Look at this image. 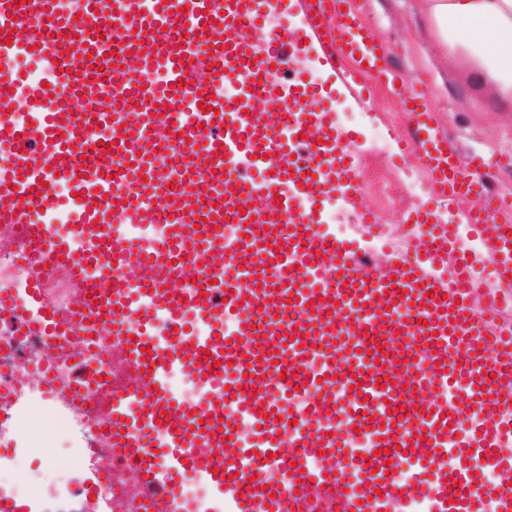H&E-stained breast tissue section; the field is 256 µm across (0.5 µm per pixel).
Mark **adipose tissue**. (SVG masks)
I'll use <instances>...</instances> for the list:
<instances>
[{
	"label": "adipose tissue",
	"mask_w": 512,
	"mask_h": 512,
	"mask_svg": "<svg viewBox=\"0 0 512 512\" xmlns=\"http://www.w3.org/2000/svg\"><path fill=\"white\" fill-rule=\"evenodd\" d=\"M423 11L449 56L512 101V0H424Z\"/></svg>",
	"instance_id": "ef3b65f1"
}]
</instances>
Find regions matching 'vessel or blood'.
Returning <instances> with one entry per match:
<instances>
[{"instance_id": "1", "label": "vessel or blood", "mask_w": 512, "mask_h": 512, "mask_svg": "<svg viewBox=\"0 0 512 512\" xmlns=\"http://www.w3.org/2000/svg\"><path fill=\"white\" fill-rule=\"evenodd\" d=\"M301 5L299 25L286 0H89L79 14L61 13L57 0H0V59L44 65L35 80L0 73V146L12 152L0 167V227L24 234L41 308L26 333L69 339L46 353L42 374L75 359L65 392L102 427L113 465L133 472L139 512H402L421 496L430 512H512V460L496 454L512 440V338H490L486 293L431 212L409 216L410 250L372 265L319 230L316 206L333 191L356 204L357 167L323 87L284 76L285 65L308 46L331 67L337 55L358 56L408 104L414 137L404 151L435 196L488 195L494 164L480 153L461 164L426 93L387 65L348 0ZM173 26L186 27L185 43L171 39ZM106 28L108 46L97 40ZM93 56L109 85L90 77ZM156 70L168 83L162 95L138 80ZM286 110L295 117L284 124ZM178 120L187 161L177 169L155 154ZM95 128L112 146L91 148ZM59 184L73 190L69 201L55 196ZM213 195L227 205L203 216L199 204ZM230 208L238 232L228 242ZM511 209L502 198L468 214L508 285L512 236L499 235L491 213ZM63 222L69 234L56 233ZM235 252L247 261L230 282L225 257ZM402 306L424 320L410 341ZM373 336L382 348L371 362ZM102 344L126 376L96 399L99 372L82 358ZM176 371L199 401L177 395ZM385 375L391 384L378 388ZM338 376L344 411L330 390ZM303 383L317 387L316 400ZM287 394L289 418L276 409ZM465 411L475 417L458 426ZM358 430L367 448L340 454ZM407 455L404 476L384 473V460ZM442 457L452 468L436 466ZM475 458L487 471L471 467ZM188 474L206 489L190 504L180 494Z\"/></svg>"}]
</instances>
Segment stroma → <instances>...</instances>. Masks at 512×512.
I'll use <instances>...</instances> for the list:
<instances>
[{
	"label": "stroma",
	"mask_w": 512,
	"mask_h": 512,
	"mask_svg": "<svg viewBox=\"0 0 512 512\" xmlns=\"http://www.w3.org/2000/svg\"><path fill=\"white\" fill-rule=\"evenodd\" d=\"M359 18L382 46L387 62L410 85L427 91L428 104L435 114L441 131L461 153L478 151L487 155L504 154L512 150V103L493 105L490 87L471 81L468 73L445 54L434 41L420 13V0H351ZM307 65L320 82L333 94L336 113L366 112L383 137L409 130L403 104L392 91L372 77H364L365 97L346 90L342 78L352 65L343 62L333 70L324 65L315 49L303 51ZM365 204L375 213L379 223L396 224L407 214L421 208L432 211L451 209L465 216L470 204L465 200L446 203L430 194L412 198L398 193L380 199L375 187L364 186ZM41 436L39 448L33 449L24 470L14 474L15 482L26 486L29 493L48 495L50 483L66 469L61 450L62 438L56 437L50 421L32 418L17 426L16 440L25 436Z\"/></svg>",
	"instance_id": "35a3bbf8"
}]
</instances>
